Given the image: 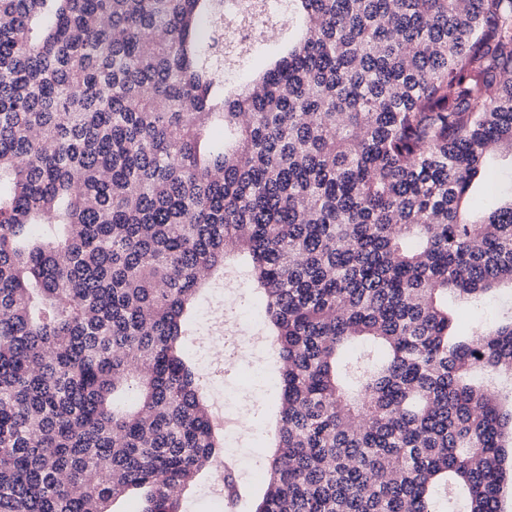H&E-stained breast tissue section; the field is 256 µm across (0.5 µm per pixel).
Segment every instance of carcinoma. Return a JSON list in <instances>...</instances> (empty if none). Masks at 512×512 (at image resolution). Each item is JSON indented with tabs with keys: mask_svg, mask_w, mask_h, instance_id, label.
I'll return each mask as SVG.
<instances>
[{
	"mask_svg": "<svg viewBox=\"0 0 512 512\" xmlns=\"http://www.w3.org/2000/svg\"><path fill=\"white\" fill-rule=\"evenodd\" d=\"M252 7L0 0V512L237 502L184 350L237 273L280 363L252 512H505L512 305L448 296L512 286V0H281L227 83ZM234 37L242 45L255 47L266 39L270 30L266 27L264 15L256 16L251 22H243L241 25H234ZM277 38L272 33L271 38L256 47L254 59L260 62L263 56L274 49ZM253 59V60H254ZM498 309L499 303L494 302H491L478 310L465 308L459 312V321L464 327H470L478 323H489L494 320Z\"/></svg>",
	"mask_w": 512,
	"mask_h": 512,
	"instance_id": "carcinoma-1",
	"label": "carcinoma"
}]
</instances>
